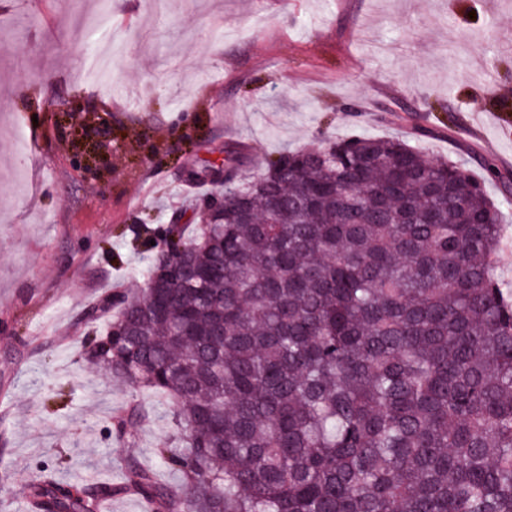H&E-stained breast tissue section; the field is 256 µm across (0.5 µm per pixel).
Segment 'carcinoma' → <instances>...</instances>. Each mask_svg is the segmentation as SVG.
I'll return each instance as SVG.
<instances>
[{
	"label": "carcinoma",
	"instance_id": "carcinoma-1",
	"mask_svg": "<svg viewBox=\"0 0 512 512\" xmlns=\"http://www.w3.org/2000/svg\"><path fill=\"white\" fill-rule=\"evenodd\" d=\"M479 166L363 134L224 185L193 247L148 261L153 287L83 312L114 310L93 361L173 405L155 455L179 484L135 459L125 482L38 477L36 512H512V297L483 190L508 181Z\"/></svg>",
	"mask_w": 512,
	"mask_h": 512
}]
</instances>
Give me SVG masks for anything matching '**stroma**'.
Segmentation results:
<instances>
[{
	"mask_svg": "<svg viewBox=\"0 0 512 512\" xmlns=\"http://www.w3.org/2000/svg\"><path fill=\"white\" fill-rule=\"evenodd\" d=\"M102 43L112 67L86 81ZM76 96L110 106L120 137L97 174L46 111ZM362 132L512 173V0H0V512H24L43 473L121 481L130 458L176 483L154 454L169 404L91 361L104 323L83 309L143 284L174 215L199 223L214 189L189 170L233 150L250 175ZM486 190L512 289V198ZM136 404L149 417L117 444L113 419Z\"/></svg>",
	"mask_w": 512,
	"mask_h": 512,
	"instance_id": "obj_1",
	"label": "stroma"
}]
</instances>
